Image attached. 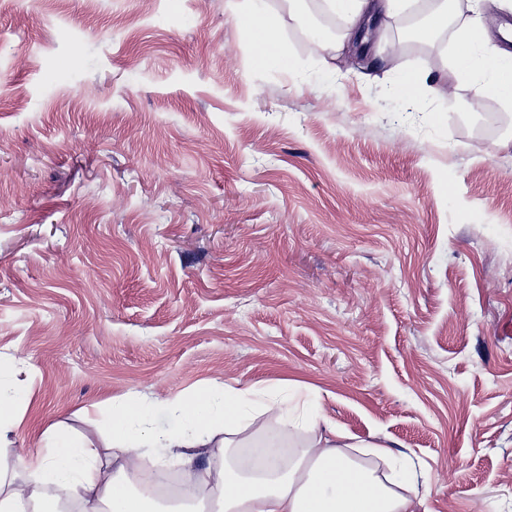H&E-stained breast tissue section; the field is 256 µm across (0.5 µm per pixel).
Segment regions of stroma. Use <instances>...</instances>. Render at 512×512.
Here are the masks:
<instances>
[{"label":"stroma","instance_id":"obj_1","mask_svg":"<svg viewBox=\"0 0 512 512\" xmlns=\"http://www.w3.org/2000/svg\"><path fill=\"white\" fill-rule=\"evenodd\" d=\"M231 3L0 0L8 447L105 448L109 398L298 387L429 512H512V125L452 76L468 0L431 41L382 17L330 52L321 0H267L288 68ZM405 69L439 93L400 98Z\"/></svg>","mask_w":512,"mask_h":512}]
</instances>
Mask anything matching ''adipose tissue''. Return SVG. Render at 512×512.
<instances>
[{"instance_id":"ef3b65f1","label":"adipose tissue","mask_w":512,"mask_h":512,"mask_svg":"<svg viewBox=\"0 0 512 512\" xmlns=\"http://www.w3.org/2000/svg\"><path fill=\"white\" fill-rule=\"evenodd\" d=\"M264 0H237L233 17L256 46L261 66H287L279 22L266 11ZM329 9L360 36L379 14L399 16L410 0H326ZM484 26L473 17L455 33L452 74L468 82L475 98L491 95L512 104V52H488L479 34ZM297 417H289L287 402L261 390L196 391L163 402L174 425L152 423V406L135 397L112 401L107 432L114 453L101 451L83 437L50 426L38 435L39 452L23 459L28 482L14 484L0 466V512H58L55 500L36 495L35 484H56L70 491L82 512H423L425 500L412 488L413 474L378 475L354 455L352 437L337 432L312 409L306 396L296 395ZM258 406L270 423L269 431L251 430L248 408ZM299 439L297 450L282 460L258 461L248 470L227 464L198 468L199 458L212 442L224 448L266 447ZM171 455L192 475L189 497L162 507L160 498L135 489L128 479L144 449Z\"/></svg>"}]
</instances>
